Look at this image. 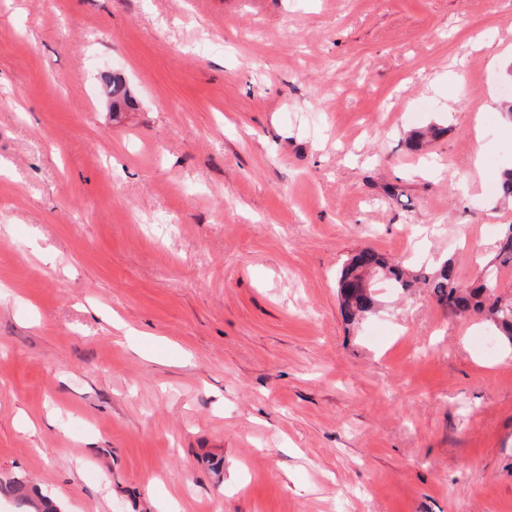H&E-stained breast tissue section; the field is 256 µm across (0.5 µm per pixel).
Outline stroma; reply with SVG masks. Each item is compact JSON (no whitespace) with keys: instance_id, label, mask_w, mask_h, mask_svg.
Returning <instances> with one entry per match:
<instances>
[{"instance_id":"1","label":"stroma","mask_w":512,"mask_h":512,"mask_svg":"<svg viewBox=\"0 0 512 512\" xmlns=\"http://www.w3.org/2000/svg\"><path fill=\"white\" fill-rule=\"evenodd\" d=\"M509 97L512 0H0V482L512 512V345L426 288L356 324L336 290L363 248L480 280Z\"/></svg>"}]
</instances>
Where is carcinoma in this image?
<instances>
[{"label":"carcinoma","instance_id":"obj_1","mask_svg":"<svg viewBox=\"0 0 512 512\" xmlns=\"http://www.w3.org/2000/svg\"><path fill=\"white\" fill-rule=\"evenodd\" d=\"M111 95L113 110L122 109L127 105L129 91L121 79L112 81ZM498 195L504 202L512 201V168L505 169L501 173ZM370 258L375 263L371 273L367 274L357 269L355 259L350 258L337 276L336 288L340 293H343L341 285L354 273L360 279L367 280L368 288L365 292L359 295L344 293L341 308L348 320L356 322L372 313L376 302L373 280L381 278L403 292L411 291L421 282L430 289L431 294L440 304L448 308V312L455 315L467 312L481 315L491 323L499 335L512 344V304L506 305L495 296L500 267L512 265V224L501 234L495 257L485 268L483 282L475 288L465 287L454 280L451 261L448 259L428 274L423 272L417 274L410 267L400 262L391 263L374 251L371 252ZM4 491L20 503L32 508L33 512H45L47 509L44 499L37 500L31 497L26 484L19 479L7 480L4 483Z\"/></svg>","mask_w":512,"mask_h":512}]
</instances>
